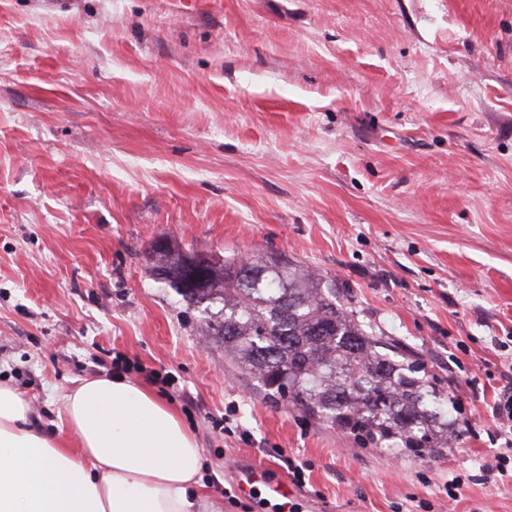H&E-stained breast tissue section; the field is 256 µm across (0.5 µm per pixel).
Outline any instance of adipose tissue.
Here are the masks:
<instances>
[{
	"instance_id": "ef3b65f1",
	"label": "adipose tissue",
	"mask_w": 512,
	"mask_h": 512,
	"mask_svg": "<svg viewBox=\"0 0 512 512\" xmlns=\"http://www.w3.org/2000/svg\"><path fill=\"white\" fill-rule=\"evenodd\" d=\"M0 384V512H216L194 435L157 395L118 376L63 396L60 432Z\"/></svg>"
}]
</instances>
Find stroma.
<instances>
[{"mask_svg":"<svg viewBox=\"0 0 512 512\" xmlns=\"http://www.w3.org/2000/svg\"><path fill=\"white\" fill-rule=\"evenodd\" d=\"M162 233L325 276L458 443L269 401L149 275ZM117 356L171 375L222 512H280L247 467L294 512H512V0H0V383L50 432Z\"/></svg>","mask_w":512,"mask_h":512,"instance_id":"35a3bbf8","label":"stroma"}]
</instances>
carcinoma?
<instances>
[{
  "label": "carcinoma",
  "mask_w": 512,
  "mask_h": 512,
  "mask_svg": "<svg viewBox=\"0 0 512 512\" xmlns=\"http://www.w3.org/2000/svg\"><path fill=\"white\" fill-rule=\"evenodd\" d=\"M184 253L174 243L153 250L149 272L264 396L373 448L436 452L457 439L448 397L406 351L366 332L321 275L278 256L215 253L191 271Z\"/></svg>",
  "instance_id": "1"
}]
</instances>
